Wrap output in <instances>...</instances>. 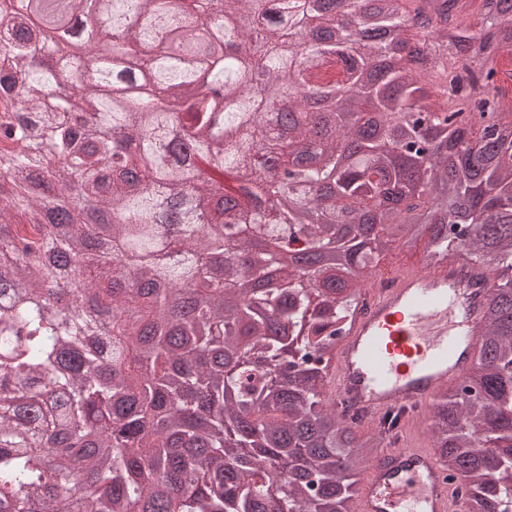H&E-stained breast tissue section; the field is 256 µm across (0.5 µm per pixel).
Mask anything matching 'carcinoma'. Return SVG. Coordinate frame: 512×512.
<instances>
[{"mask_svg":"<svg viewBox=\"0 0 512 512\" xmlns=\"http://www.w3.org/2000/svg\"><path fill=\"white\" fill-rule=\"evenodd\" d=\"M362 3L356 57L308 0H110L93 41L70 32L94 0L0 13V512H352L398 416L364 430L324 381L378 254L421 240L494 285L476 378L427 421L467 512H512V454L478 437L512 444V0ZM304 88L336 122L307 166ZM288 241L341 259L291 264Z\"/></svg>","mask_w":512,"mask_h":512,"instance_id":"cac0c4a2","label":"carcinoma"}]
</instances>
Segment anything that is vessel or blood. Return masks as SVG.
Wrapping results in <instances>:
<instances>
[{"label": "vessel or blood", "instance_id": "1", "mask_svg": "<svg viewBox=\"0 0 512 512\" xmlns=\"http://www.w3.org/2000/svg\"><path fill=\"white\" fill-rule=\"evenodd\" d=\"M488 301L487 281L469 268L416 262L396 273L381 269L328 375V402L366 425L397 407L409 422L424 418L472 367ZM465 509L436 452L408 434L377 449L354 503V512Z\"/></svg>", "mask_w": 512, "mask_h": 512}]
</instances>
